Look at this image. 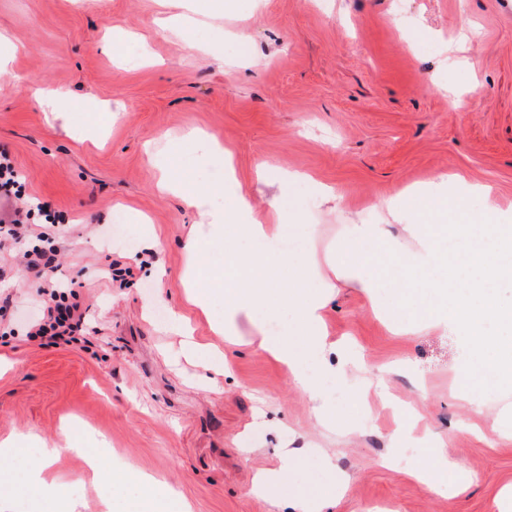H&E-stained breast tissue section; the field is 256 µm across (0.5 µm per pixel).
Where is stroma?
<instances>
[{
	"label": "stroma",
	"mask_w": 512,
	"mask_h": 512,
	"mask_svg": "<svg viewBox=\"0 0 512 512\" xmlns=\"http://www.w3.org/2000/svg\"><path fill=\"white\" fill-rule=\"evenodd\" d=\"M191 2L0 0V55L15 74L0 83V153L24 175L25 194L60 212L57 274L77 282L90 326L52 347L28 338L40 277L0 252V357L10 362L0 442L16 448L0 457V475L44 464L56 495L81 512H102L105 497L114 512L164 510L173 491L193 512H269L251 492L254 473L276 466L289 435L321 438L304 394L264 354L237 347L216 392L202 383L203 363L176 356V314L200 341L224 344L179 281L201 217L158 188L165 174L190 188L219 181L204 142L233 151L258 207L278 195L287 223L327 237L379 222L383 200L439 173L491 185L512 220V0H235L201 26L194 50L179 25ZM454 92L464 107L449 105ZM262 162L272 172L260 183ZM284 171L333 187L337 206L310 184L280 185ZM145 226L164 244L149 257L138 247ZM110 266L125 280L107 277ZM325 320L369 367L410 362L385 382L420 413L405 455L383 466L399 421L369 393L355 431L328 445L352 483L326 512H496V493L512 483V431L494 433L495 408L512 403V389L482 395L475 414L451 395L463 361L455 336L390 334L359 289L340 288ZM65 426L103 460L99 478L83 456L43 459ZM427 434L447 437L472 477L452 495L409 474ZM130 475L154 485L131 492Z\"/></svg>",
	"instance_id": "stroma-1"
}]
</instances>
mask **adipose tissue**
<instances>
[{
	"label": "adipose tissue",
	"instance_id": "1",
	"mask_svg": "<svg viewBox=\"0 0 512 512\" xmlns=\"http://www.w3.org/2000/svg\"><path fill=\"white\" fill-rule=\"evenodd\" d=\"M166 190L182 194L205 220L204 231L185 243L187 265L182 285L195 287L193 300L208 306L215 290L224 292V312L215 330L224 336L217 350L185 337L179 350L186 358H206L210 369L225 374L232 360L230 348L239 346L235 335L239 318L257 331L254 350L285 367L296 387L307 397L320 425L353 432L362 400L339 411L327 382L348 376V365H332L338 345L330 340L324 310L337 286L358 288L368 294L374 313L387 320L390 330L416 321L431 332L452 329L466 356L457 371L461 399L472 401L475 390L512 384V304L494 300L503 282H512V224L494 219L488 185L445 173L418 186H406L390 196L387 217L399 220L404 212H441L454 209L451 224H410L405 237L391 236L384 224H348L323 250L287 249L288 226L281 219L278 200L259 211L243 191L232 157L224 159L223 182L185 190L182 183H166ZM224 199L223 207L211 203ZM469 197L485 200L484 221L470 223L464 211ZM224 246V266L210 262L209 247ZM316 457L324 480L308 493L295 482L304 457ZM430 489L441 491L448 480L469 481L463 465L449 456L442 439H434L426 461L414 468ZM349 478L337 472L332 455L319 444L288 448L278 454L276 467L255 474L252 491L265 498L273 512H323L347 489Z\"/></svg>",
	"mask_w": 512,
	"mask_h": 512
}]
</instances>
